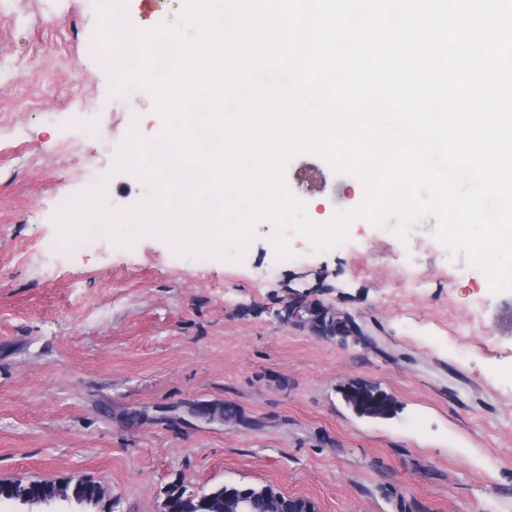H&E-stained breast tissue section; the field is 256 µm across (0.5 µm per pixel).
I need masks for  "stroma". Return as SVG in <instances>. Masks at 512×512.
Instances as JSON below:
<instances>
[{
    "label": "stroma",
    "instance_id": "35a3bbf8",
    "mask_svg": "<svg viewBox=\"0 0 512 512\" xmlns=\"http://www.w3.org/2000/svg\"><path fill=\"white\" fill-rule=\"evenodd\" d=\"M178 12L125 4L137 28ZM98 27L96 0H0V480L85 475L115 512H160L173 484L270 485L319 512H512V291L441 246L434 217L403 240L357 219L326 251L291 231L285 260L261 224L229 261L90 237L57 208L130 213L147 187L117 153L162 127L149 93L112 90ZM285 181L326 221L364 195L313 154ZM295 292L367 341L283 322ZM352 382L395 414L355 415ZM224 403L240 417H210Z\"/></svg>",
    "mask_w": 512,
    "mask_h": 512
}]
</instances>
